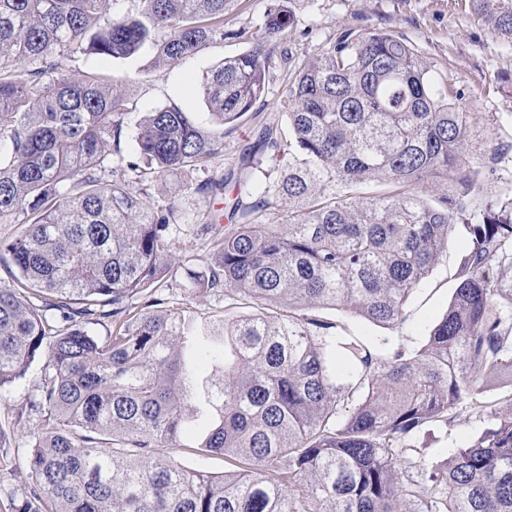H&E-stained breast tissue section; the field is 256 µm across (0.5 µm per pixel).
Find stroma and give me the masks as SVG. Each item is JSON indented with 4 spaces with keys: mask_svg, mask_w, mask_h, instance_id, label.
I'll use <instances>...</instances> for the list:
<instances>
[{
    "mask_svg": "<svg viewBox=\"0 0 512 512\" xmlns=\"http://www.w3.org/2000/svg\"><path fill=\"white\" fill-rule=\"evenodd\" d=\"M293 22L281 47L303 58L318 55L326 41L348 31L377 29L393 32L411 43L432 65L436 85L458 94L460 106L470 114L463 144L466 166L477 172L488 190L512 195V41L495 35L482 17L475 0H292ZM246 43L227 40L210 45L201 54L169 69L151 67L148 58L105 63L113 75H129L136 84L129 102L133 111L172 101L188 110L205 128L213 127L201 92L204 75L224 57L246 50ZM287 78L276 72L263 105L247 113L224 134V151L210 164L211 172L232 174L223 198L194 195L177 198L183 220L171 249L188 263L208 253L200 225L213 223L226 204L238 193L239 181L249 180L241 167L244 149L251 146L267 126L286 127ZM469 245L463 226H456L448 241V252L429 278L412 296L405 322L393 329L357 318L339 317L336 311L321 310V317L340 320L342 326L369 338H388L391 345L420 347L431 326L445 313L456 286L455 274L461 254ZM164 297L169 307L186 310L201 319L219 318L224 301L217 296L191 292L183 279H174ZM44 374L43 361H35L25 379L0 393V433L7 441L0 445V512H13L12 502L28 490L22 459L29 439L16 426L20 408L28 393ZM490 413L467 402L450 410L445 429H429L414 440L427 458L441 461L463 446L490 420Z\"/></svg>",
    "mask_w": 512,
    "mask_h": 512,
    "instance_id": "35a3bbf8",
    "label": "stroma"
}]
</instances>
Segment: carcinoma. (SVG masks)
Masks as SVG:
<instances>
[{"label": "carcinoma", "instance_id": "cac0c4a2", "mask_svg": "<svg viewBox=\"0 0 512 512\" xmlns=\"http://www.w3.org/2000/svg\"><path fill=\"white\" fill-rule=\"evenodd\" d=\"M0 0V392L42 360L26 408L35 426L15 512H512V414L496 415L441 463L411 441L512 373V198L465 167L468 113L435 88L431 66L389 31L339 36L311 60L277 53L291 25L273 0L260 30L224 29L230 0ZM512 39V0H477ZM250 48L202 84L217 126L174 102L136 123L122 153L135 79L67 62L143 50L171 67L215 42ZM288 70V134L268 127L242 156L283 174L240 192L231 225L192 268L171 252L176 197L212 198L228 178L179 185L153 203L143 173L208 167L224 126ZM371 182L387 186L364 196ZM438 190L432 201L418 188ZM288 206L284 224L267 211ZM463 224L469 248L442 318L419 348H392L307 311L332 308L385 328L406 320ZM256 312L195 324L165 306L173 272ZM106 325V335L90 324ZM205 423L196 454L221 476L167 455Z\"/></svg>", "mask_w": 512, "mask_h": 512}]
</instances>
